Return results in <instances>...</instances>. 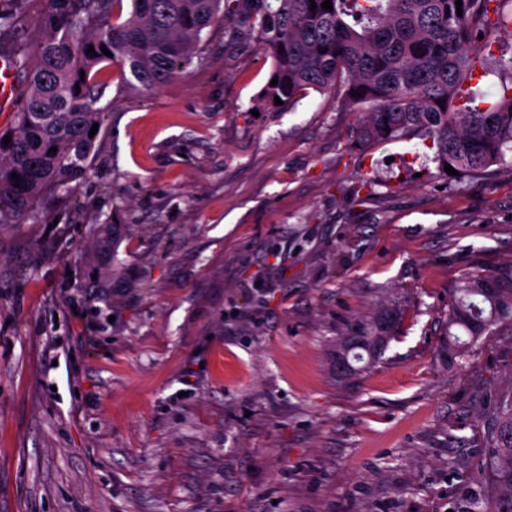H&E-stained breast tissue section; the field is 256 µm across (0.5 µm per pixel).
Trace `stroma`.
<instances>
[{"instance_id":"1","label":"stroma","mask_w":512,"mask_h":512,"mask_svg":"<svg viewBox=\"0 0 512 512\" xmlns=\"http://www.w3.org/2000/svg\"><path fill=\"white\" fill-rule=\"evenodd\" d=\"M154 91L106 70L97 152L0 228V512H464L512 327L446 362L464 274L512 266V170L364 141L335 92L257 109L271 57L201 34ZM397 315L375 366L351 324ZM392 315L385 313L377 322L366 324L362 327L354 324L350 327L351 336H343L336 350V373L353 375L363 370L367 365L378 362L381 359L384 348L391 336H389ZM356 350H362L367 354L365 365L355 367L350 361V355L356 362H361L364 356Z\"/></svg>"}]
</instances>
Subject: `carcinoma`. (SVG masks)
<instances>
[{
    "mask_svg": "<svg viewBox=\"0 0 512 512\" xmlns=\"http://www.w3.org/2000/svg\"><path fill=\"white\" fill-rule=\"evenodd\" d=\"M323 2L47 0L39 36L14 52L25 85L0 129V224L34 217L45 197L69 192L82 173L96 141L90 130L105 121L99 103L109 82L96 78L102 66L129 73L133 89H157L200 55L202 31L218 22L231 40L272 57L277 84L264 86L261 107L277 108L276 96L286 106L305 90H333L342 109L362 113V139L418 131L435 147L441 173L448 164L460 177H476L506 164L512 80L501 82L498 100L479 104L468 80L479 68L492 73L485 35L512 28V0H461L460 16L456 0H331L330 11ZM391 321L386 313L352 325L338 343L336 372L353 375L363 370L353 362L379 361ZM502 324L512 325V266L465 277L448 309V328L456 329L448 333V363L462 357L460 334L474 342ZM492 414L485 445L503 507L476 502L471 512H512V398L498 399Z\"/></svg>",
    "mask_w": 512,
    "mask_h": 512,
    "instance_id": "1",
    "label": "carcinoma"
}]
</instances>
